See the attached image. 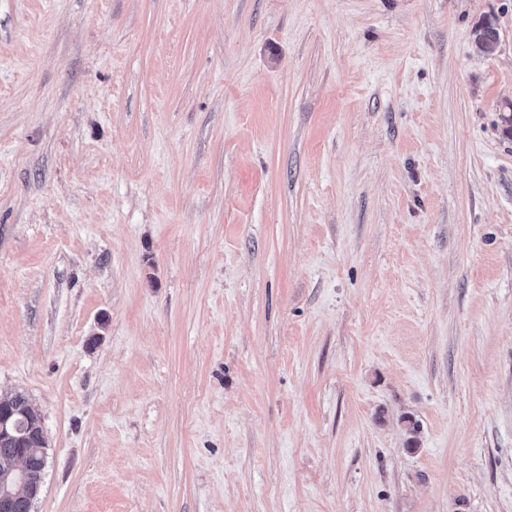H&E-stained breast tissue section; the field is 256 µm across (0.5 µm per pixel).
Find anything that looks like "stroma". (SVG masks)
<instances>
[{
	"mask_svg": "<svg viewBox=\"0 0 512 512\" xmlns=\"http://www.w3.org/2000/svg\"><path fill=\"white\" fill-rule=\"evenodd\" d=\"M511 104L512 0H0L31 512H512ZM476 43L479 47L488 54L494 53L499 44V32L492 20H486L478 25L474 31ZM489 46L486 47V46Z\"/></svg>",
	"mask_w": 512,
	"mask_h": 512,
	"instance_id": "stroma-1",
	"label": "stroma"
}]
</instances>
